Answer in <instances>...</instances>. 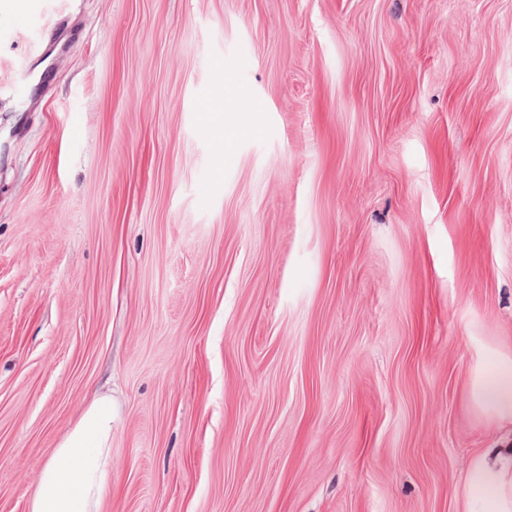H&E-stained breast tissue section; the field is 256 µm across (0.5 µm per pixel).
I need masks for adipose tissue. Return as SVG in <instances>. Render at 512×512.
<instances>
[{"label":"adipose tissue","mask_w":512,"mask_h":512,"mask_svg":"<svg viewBox=\"0 0 512 512\" xmlns=\"http://www.w3.org/2000/svg\"><path fill=\"white\" fill-rule=\"evenodd\" d=\"M467 388L488 419L512 424V354L482 352ZM111 494L112 397L98 394L52 449L30 512H100ZM454 498L458 512H512V442L477 452Z\"/></svg>","instance_id":"adipose-tissue-1"}]
</instances>
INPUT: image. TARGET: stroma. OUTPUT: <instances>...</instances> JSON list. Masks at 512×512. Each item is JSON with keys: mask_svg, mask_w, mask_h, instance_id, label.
I'll use <instances>...</instances> for the list:
<instances>
[{"mask_svg": "<svg viewBox=\"0 0 512 512\" xmlns=\"http://www.w3.org/2000/svg\"><path fill=\"white\" fill-rule=\"evenodd\" d=\"M485 346L512 0H0V512L96 393L102 512H456Z\"/></svg>", "mask_w": 512, "mask_h": 512, "instance_id": "stroma-1", "label": "stroma"}]
</instances>
